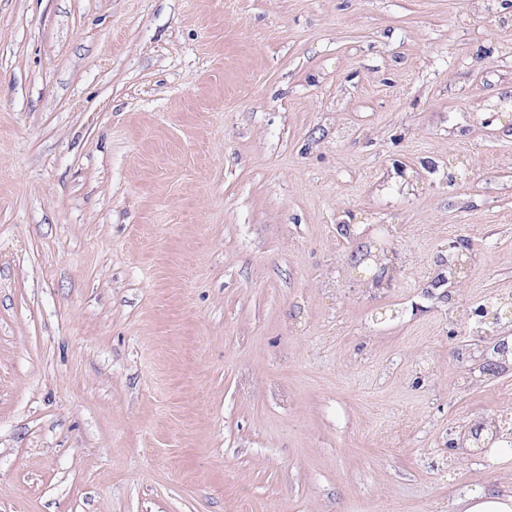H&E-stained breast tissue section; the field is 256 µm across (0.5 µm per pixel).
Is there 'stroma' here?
Segmentation results:
<instances>
[{"instance_id": "obj_1", "label": "stroma", "mask_w": 512, "mask_h": 512, "mask_svg": "<svg viewBox=\"0 0 512 512\" xmlns=\"http://www.w3.org/2000/svg\"><path fill=\"white\" fill-rule=\"evenodd\" d=\"M510 96L512 0H0V512H461L512 477L448 458L512 413L448 335L512 296Z\"/></svg>"}]
</instances>
